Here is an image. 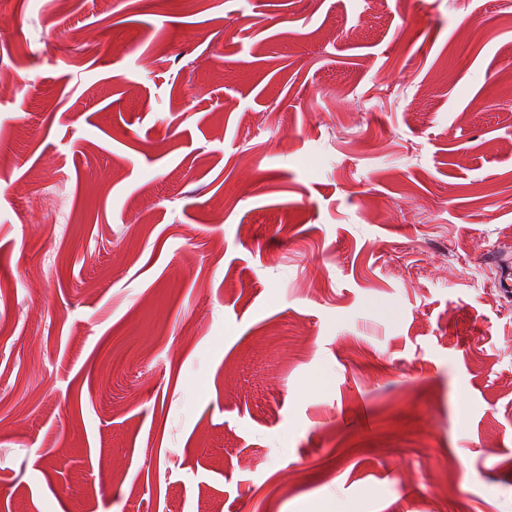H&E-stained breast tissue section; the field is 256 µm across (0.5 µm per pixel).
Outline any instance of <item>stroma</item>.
<instances>
[{"label": "stroma", "mask_w": 512, "mask_h": 512, "mask_svg": "<svg viewBox=\"0 0 512 512\" xmlns=\"http://www.w3.org/2000/svg\"><path fill=\"white\" fill-rule=\"evenodd\" d=\"M501 253L512 0H0V512H512Z\"/></svg>", "instance_id": "obj_1"}]
</instances>
